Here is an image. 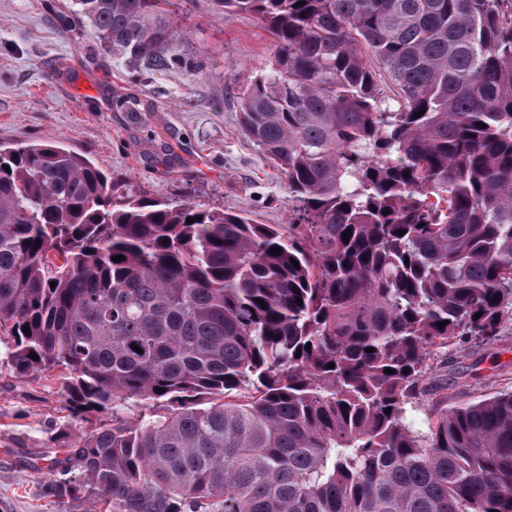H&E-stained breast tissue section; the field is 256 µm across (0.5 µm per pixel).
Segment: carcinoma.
<instances>
[{
  "instance_id": "1",
  "label": "carcinoma",
  "mask_w": 512,
  "mask_h": 512,
  "mask_svg": "<svg viewBox=\"0 0 512 512\" xmlns=\"http://www.w3.org/2000/svg\"><path fill=\"white\" fill-rule=\"evenodd\" d=\"M161 2L73 10L135 73L191 70ZM214 2L272 39L241 122L301 223L0 146L5 360L58 372L76 420L112 412L67 457L42 452L48 495L92 512H512V392L423 400L441 351L512 322V0ZM131 403L163 412L126 421Z\"/></svg>"
}]
</instances>
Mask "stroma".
<instances>
[{
  "label": "stroma",
  "instance_id": "obj_1",
  "mask_svg": "<svg viewBox=\"0 0 512 512\" xmlns=\"http://www.w3.org/2000/svg\"><path fill=\"white\" fill-rule=\"evenodd\" d=\"M70 0H0V146L40 142L83 154L149 197L246 215L258 224L298 221L273 161L246 136L236 99L274 47L261 23L227 17L212 0H166L187 28L180 51L199 71L132 77L121 59L77 27ZM139 98L144 121L112 109ZM512 391V327L496 340L449 350L424 383L449 404ZM108 414L73 420L55 381L21 375L0 360V512H87L45 491L47 472L20 457L75 447L78 431L111 425Z\"/></svg>",
  "mask_w": 512,
  "mask_h": 512
}]
</instances>
